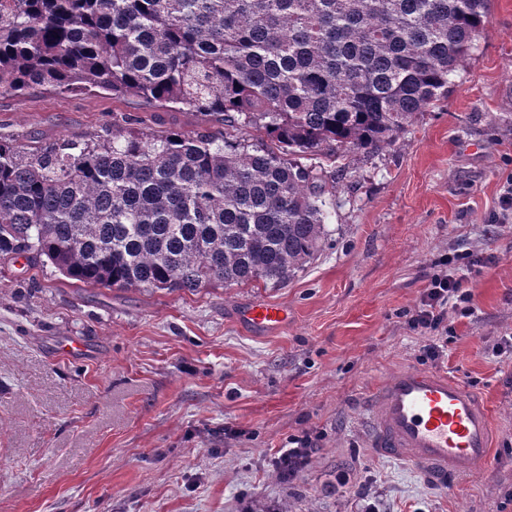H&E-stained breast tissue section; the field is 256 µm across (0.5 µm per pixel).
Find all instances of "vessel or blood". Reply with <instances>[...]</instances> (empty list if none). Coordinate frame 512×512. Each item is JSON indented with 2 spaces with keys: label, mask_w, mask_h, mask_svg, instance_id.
Segmentation results:
<instances>
[{
  "label": "vessel or blood",
  "mask_w": 512,
  "mask_h": 512,
  "mask_svg": "<svg viewBox=\"0 0 512 512\" xmlns=\"http://www.w3.org/2000/svg\"><path fill=\"white\" fill-rule=\"evenodd\" d=\"M263 332L288 324L283 305L256 302L240 316ZM371 447L375 455L442 478L477 474L491 457V419L479 397L463 383L430 371L402 369L370 395Z\"/></svg>",
  "instance_id": "obj_1"
}]
</instances>
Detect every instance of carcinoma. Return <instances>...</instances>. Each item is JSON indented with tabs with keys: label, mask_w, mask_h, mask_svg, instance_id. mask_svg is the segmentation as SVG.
<instances>
[{
	"label": "carcinoma",
	"mask_w": 512,
	"mask_h": 512,
	"mask_svg": "<svg viewBox=\"0 0 512 512\" xmlns=\"http://www.w3.org/2000/svg\"><path fill=\"white\" fill-rule=\"evenodd\" d=\"M488 0H0V94L80 86L215 116L0 140V256L85 285H281L321 250L350 152L448 97ZM255 128L256 142L232 132Z\"/></svg>",
	"instance_id": "1"
}]
</instances>
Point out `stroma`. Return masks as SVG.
<instances>
[{
  "label": "stroma",
  "instance_id": "1",
  "mask_svg": "<svg viewBox=\"0 0 512 512\" xmlns=\"http://www.w3.org/2000/svg\"><path fill=\"white\" fill-rule=\"evenodd\" d=\"M122 113L157 131L214 127L131 94L38 89L0 95V138L86 140ZM511 171L512 0H489L447 99L379 153L347 157L322 248L287 283L120 290L0 259V512H242L255 496L292 497L293 512H512V354L496 351L512 334V220L491 221ZM457 250L489 266L467 277L472 315L424 362L407 314ZM255 302L287 306V329L239 323ZM403 367L487 403L484 474L437 482L373 454L367 392ZM305 432L318 446L281 482L276 454Z\"/></svg>",
  "mask_w": 512,
  "mask_h": 512
}]
</instances>
